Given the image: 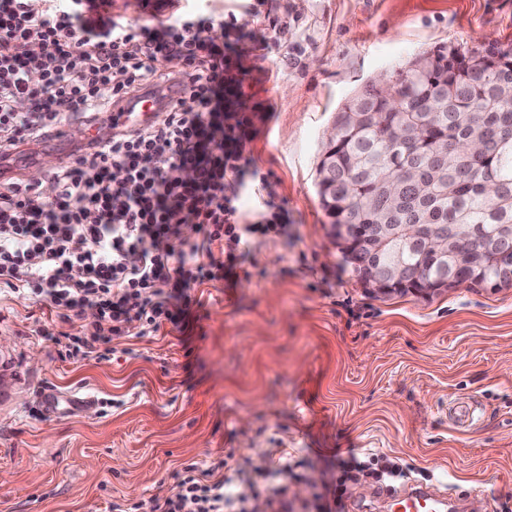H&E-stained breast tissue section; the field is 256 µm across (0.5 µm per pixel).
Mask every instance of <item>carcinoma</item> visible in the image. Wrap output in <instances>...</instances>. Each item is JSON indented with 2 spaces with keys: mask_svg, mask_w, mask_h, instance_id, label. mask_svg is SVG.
Listing matches in <instances>:
<instances>
[{
  "mask_svg": "<svg viewBox=\"0 0 512 512\" xmlns=\"http://www.w3.org/2000/svg\"><path fill=\"white\" fill-rule=\"evenodd\" d=\"M366 85L336 114L317 165V187L333 224H446L471 233L476 253L438 258L426 242L365 238L350 265L400 258L424 280L448 265L456 285L500 288L496 255L512 251V48L437 50L388 80ZM422 123L405 135L401 114Z\"/></svg>",
  "mask_w": 512,
  "mask_h": 512,
  "instance_id": "carcinoma-1",
  "label": "carcinoma"
}]
</instances>
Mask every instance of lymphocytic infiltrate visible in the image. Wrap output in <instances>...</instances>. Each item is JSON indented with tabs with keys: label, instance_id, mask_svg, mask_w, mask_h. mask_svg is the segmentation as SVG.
<instances>
[{
	"label": "lymphocytic infiltrate",
	"instance_id": "1",
	"mask_svg": "<svg viewBox=\"0 0 512 512\" xmlns=\"http://www.w3.org/2000/svg\"><path fill=\"white\" fill-rule=\"evenodd\" d=\"M215 22L199 9L138 26L113 20L112 0H0V153L79 118L94 123L113 99L159 80L186 83L169 111L118 128L105 144L87 141L52 169L51 200L26 180L0 191V288L37 298L63 323L87 307L98 311L88 335L69 337L70 355L151 338L168 325L187 329L192 287L235 282L256 240L287 233L278 210L242 221V197L261 195L245 155L257 130L244 109L241 51L209 38ZM22 43L38 55L20 56ZM161 56L177 59L178 69L159 76ZM181 168L193 179L179 180ZM76 267L81 276H73ZM336 470L313 493L317 512H343L351 486L400 466L385 455L366 463L351 455ZM288 473L285 465L258 466L232 491L191 464L173 473L169 495L127 512H248L260 499L286 512Z\"/></svg>",
	"mask_w": 512,
	"mask_h": 512
}]
</instances>
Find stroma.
I'll return each mask as SVG.
<instances>
[{"label":"stroma","instance_id":"1","mask_svg":"<svg viewBox=\"0 0 512 512\" xmlns=\"http://www.w3.org/2000/svg\"><path fill=\"white\" fill-rule=\"evenodd\" d=\"M235 13L248 54L247 110L272 105L246 147L287 238L258 245L259 276L195 288L200 319L186 332L114 341L106 358L73 359L41 332L48 307L0 294V512H112L168 495L195 463L214 479L267 452V465L309 456L288 481L294 506L336 473V451L373 448L409 480L480 494L472 512L512 496V286L466 284L429 298H379L343 264L328 234L316 167L337 110L367 83L440 48L512 44V0H210ZM46 139L22 156L49 171L82 144ZM93 397L45 414L44 391ZM479 409L472 426L449 410ZM226 468H219V461Z\"/></svg>","mask_w":512,"mask_h":512}]
</instances>
